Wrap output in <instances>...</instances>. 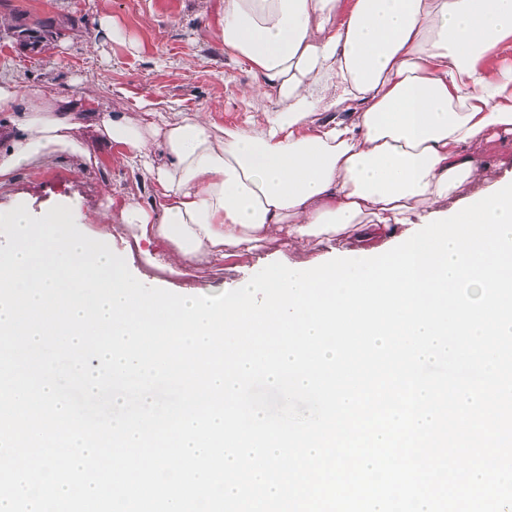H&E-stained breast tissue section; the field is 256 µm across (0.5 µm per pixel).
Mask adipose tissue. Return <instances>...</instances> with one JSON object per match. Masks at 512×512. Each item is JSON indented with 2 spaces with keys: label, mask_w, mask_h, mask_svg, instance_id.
Here are the masks:
<instances>
[{
  "label": "adipose tissue",
  "mask_w": 512,
  "mask_h": 512,
  "mask_svg": "<svg viewBox=\"0 0 512 512\" xmlns=\"http://www.w3.org/2000/svg\"><path fill=\"white\" fill-rule=\"evenodd\" d=\"M219 34L260 79L245 125L153 110L94 122L154 184L153 204L124 203L121 217L164 270L420 224L480 179L470 145L512 134V70L483 66L512 49V0H224ZM22 99L0 186L58 155L98 165L75 135L81 104L0 84V112ZM156 240L168 259L149 250Z\"/></svg>",
  "instance_id": "ef3b65f1"
}]
</instances>
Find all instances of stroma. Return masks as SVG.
Returning <instances> with one entry per match:
<instances>
[{"instance_id":"1","label":"stroma","mask_w":512,"mask_h":512,"mask_svg":"<svg viewBox=\"0 0 512 512\" xmlns=\"http://www.w3.org/2000/svg\"><path fill=\"white\" fill-rule=\"evenodd\" d=\"M224 0H0V84L39 87L87 108L138 117L144 103L165 114L202 112L218 125L235 127L247 117L246 89L257 79L248 65L224 53L217 27ZM38 18L60 35L44 53L21 48L12 31ZM80 135L101 156L87 170L68 156L16 172L0 188V208L25 205L33 214L72 201L82 233L96 236L123 257L135 278L177 294L196 289L222 293L274 262L309 269L319 250L295 243H269L252 257L219 264L188 261L172 274L145 264L121 222L124 201L150 205L155 188L116 146L98 141L92 129ZM484 173L466 184L471 199L512 176V136L496 135L472 145Z\"/></svg>"}]
</instances>
